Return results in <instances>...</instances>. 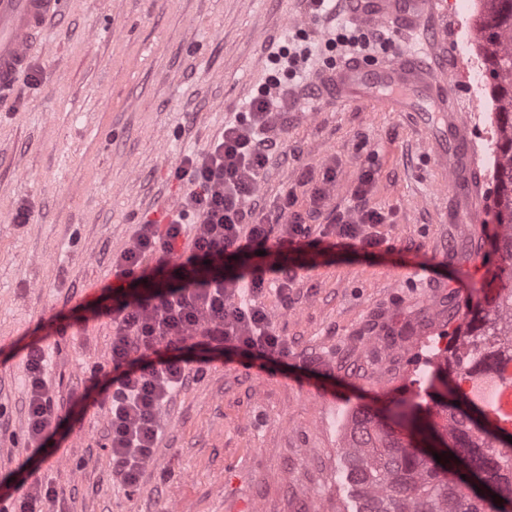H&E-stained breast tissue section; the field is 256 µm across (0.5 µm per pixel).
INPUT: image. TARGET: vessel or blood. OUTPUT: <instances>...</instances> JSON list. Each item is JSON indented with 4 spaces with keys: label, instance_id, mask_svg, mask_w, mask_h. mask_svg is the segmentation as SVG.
I'll list each match as a JSON object with an SVG mask.
<instances>
[{
    "label": "vessel or blood",
    "instance_id": "obj_1",
    "mask_svg": "<svg viewBox=\"0 0 512 512\" xmlns=\"http://www.w3.org/2000/svg\"><path fill=\"white\" fill-rule=\"evenodd\" d=\"M62 0H0V91L29 67L49 21ZM433 0H349V16L364 25L426 30ZM448 73L435 61L407 51L390 61H353L336 70L330 88L339 101L381 96L392 112L412 113L429 130L438 160L448 168V186L460 205L459 217L477 221L470 190L469 141L448 94Z\"/></svg>",
    "mask_w": 512,
    "mask_h": 512
}]
</instances>
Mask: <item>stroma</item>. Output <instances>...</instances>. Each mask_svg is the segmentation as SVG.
<instances>
[{
	"mask_svg": "<svg viewBox=\"0 0 512 512\" xmlns=\"http://www.w3.org/2000/svg\"><path fill=\"white\" fill-rule=\"evenodd\" d=\"M32 68L0 96V488L19 483L28 446L22 397L30 343L44 346L48 378L66 415L90 369L109 356V319L72 310L112 279V257L143 217L161 218L186 191L181 156L202 150L243 111L266 69V49L319 27L304 0H65ZM289 109L278 136L284 160L260 193L295 189L310 204L306 169L330 163L336 184L321 223L351 203L366 169L369 204L392 219L390 250H344L301 270L294 301L264 303L288 340L286 366L268 372L209 363L162 414L163 435L142 487L113 482L92 406L34 457L36 477L63 491L64 512H356L345 482L340 413L410 399L428 406V378L445 364L469 300L501 260L477 224H453L448 176L411 114L377 99ZM25 224L14 221L20 205ZM414 320L421 334L386 341L382 327ZM63 333L47 332L46 322ZM63 467H55L58 456Z\"/></svg>",
	"mask_w": 512,
	"mask_h": 512,
	"instance_id": "stroma-1",
	"label": "stroma"
}]
</instances>
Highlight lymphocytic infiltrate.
Returning a JSON list of instances; mask_svg holds the SVG:
<instances>
[{
  "instance_id": "obj_1",
  "label": "lymphocytic infiltrate",
  "mask_w": 512,
  "mask_h": 512,
  "mask_svg": "<svg viewBox=\"0 0 512 512\" xmlns=\"http://www.w3.org/2000/svg\"><path fill=\"white\" fill-rule=\"evenodd\" d=\"M315 22L325 23L327 50L360 53L387 48V32L376 39L348 29L339 16L341 0H307ZM312 46L292 39L270 47L272 69L246 111L225 121L224 129L199 153L184 156L174 171L190 189L170 209L166 224L143 219L125 248L112 258V277L87 302L93 318H109V358L90 372L74 404L108 408L105 438L112 450V473L126 489H140L161 436L160 414L174 394L200 373V365L222 358L268 369L288 355L287 341L272 326L263 303L274 292L292 302L299 270L317 267L324 239L345 251L381 247L388 216L367 204L374 181L365 171L352 190V205L334 223L314 218L335 181L325 168L311 210H301L294 190H284L272 206L257 195L277 143L272 134L286 121L287 79L306 75ZM46 354L30 344L26 354L28 445L40 454L54 413L44 377Z\"/></svg>"
}]
</instances>
